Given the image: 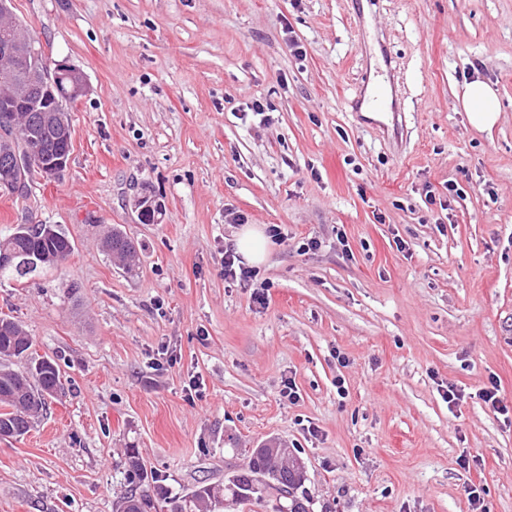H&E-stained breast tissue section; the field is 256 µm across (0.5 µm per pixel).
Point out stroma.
I'll return each mask as SVG.
<instances>
[{
	"mask_svg": "<svg viewBox=\"0 0 512 512\" xmlns=\"http://www.w3.org/2000/svg\"><path fill=\"white\" fill-rule=\"evenodd\" d=\"M14 12L89 90L63 177L0 192V236L56 224L74 242L58 266L0 281V315L64 384L34 429L0 439V512H115L132 451L182 496L273 438L302 459L311 512H512V0ZM385 51L402 131L351 106ZM475 78L501 103L483 132L460 102ZM255 100L271 123L246 112ZM144 196L161 206L148 224ZM235 213L286 235L260 267L263 305L224 279ZM115 227L142 250L137 275L102 249ZM493 384L505 413L479 397Z\"/></svg>",
	"mask_w": 512,
	"mask_h": 512,
	"instance_id": "obj_1",
	"label": "stroma"
}]
</instances>
